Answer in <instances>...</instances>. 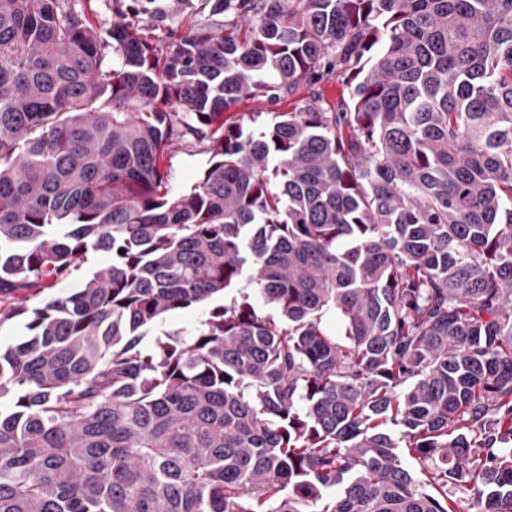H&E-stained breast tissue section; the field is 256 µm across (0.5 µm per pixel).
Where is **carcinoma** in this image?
Here are the masks:
<instances>
[{"label": "carcinoma", "mask_w": 512, "mask_h": 512, "mask_svg": "<svg viewBox=\"0 0 512 512\" xmlns=\"http://www.w3.org/2000/svg\"><path fill=\"white\" fill-rule=\"evenodd\" d=\"M73 2L0 0V512H512V0ZM313 96L320 100L324 108L333 110L336 107V103L343 96H347V89L341 80L334 78L321 82L312 89L304 87L297 95L290 98L286 97L273 106L265 101L244 100L229 112H238V115H241V112H288L292 111L298 103L297 101L303 103ZM212 143L194 138H173L164 157L168 187L175 193L194 186L207 167ZM203 308H191L179 311L166 318L162 323L157 324L148 336L142 341L143 347H151L158 337L164 338V334L176 331H190L197 328L205 319Z\"/></svg>", "instance_id": "carcinoma-1"}]
</instances>
